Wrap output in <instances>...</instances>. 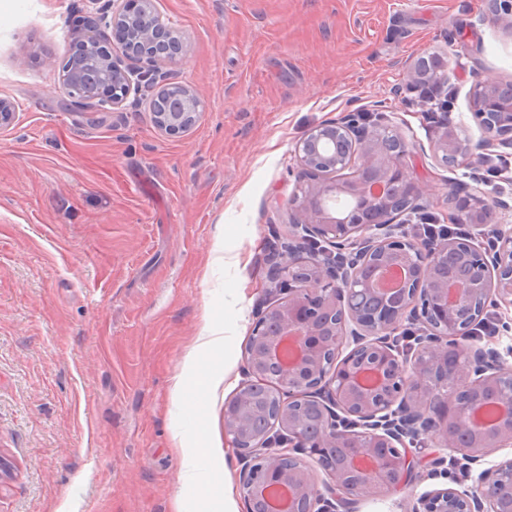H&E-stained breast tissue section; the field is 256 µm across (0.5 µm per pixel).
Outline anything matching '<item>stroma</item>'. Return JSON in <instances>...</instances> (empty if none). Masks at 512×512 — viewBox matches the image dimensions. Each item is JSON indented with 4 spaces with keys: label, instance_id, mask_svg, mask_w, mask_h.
I'll return each mask as SVG.
<instances>
[{
    "label": "stroma",
    "instance_id": "1",
    "mask_svg": "<svg viewBox=\"0 0 512 512\" xmlns=\"http://www.w3.org/2000/svg\"><path fill=\"white\" fill-rule=\"evenodd\" d=\"M110 0H0V512H215L239 488L241 463L224 434V402L245 382L256 314L281 299L263 258L288 222L296 144L320 124L379 116L416 148L413 177L427 207L454 211L450 191L512 204L470 170L442 168L440 130L411 91L419 58L441 56L451 112L472 141L485 134L469 93L481 77L512 82V29L485 0H154L187 50L167 81L195 85L194 127L170 136L147 105L82 106L46 59L65 63L83 20ZM223 246L238 264L211 265ZM224 347L199 358L227 377L177 399L173 386L204 312ZM207 430L227 470L188 491L174 430ZM417 487L359 512H412Z\"/></svg>",
    "mask_w": 512,
    "mask_h": 512
}]
</instances>
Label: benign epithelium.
Returning a JSON list of instances; mask_svg holds the SVG:
<instances>
[{
    "label": "benign epithelium",
    "instance_id": "benign-epithelium-1",
    "mask_svg": "<svg viewBox=\"0 0 512 512\" xmlns=\"http://www.w3.org/2000/svg\"><path fill=\"white\" fill-rule=\"evenodd\" d=\"M488 17L512 27V0H486ZM112 29L119 52L97 33ZM78 55L100 59L96 83L84 88L82 71L62 68L58 80L79 104L119 110L130 96L153 92L150 106L168 135L189 131L203 100L189 84L158 82L162 67L186 51L183 33L155 13L153 0H112V14L88 21ZM138 80H133V77ZM478 125L488 134L474 145L446 121L431 145L443 166L489 163L494 145L512 146V83L479 79L470 92ZM412 143L381 125L359 128L330 122L309 131L294 150L299 165L289 199L288 256L280 273L288 296L261 311L245 348L248 380L224 402V432L238 457L240 490L256 512H333L363 497H387L412 485L421 459L407 442L420 429L439 450L481 469L469 486L435 488L413 512H512V457L485 463L512 449V364L492 340L475 338L490 310H512V225L490 224V208L472 194L457 199L473 233L418 242L401 220L407 205L428 198L406 157ZM350 170L342 180L335 174ZM494 248L483 251L479 237ZM324 242L357 256L334 265ZM405 272L393 295L371 288L370 274ZM415 329L407 351L397 333ZM323 478H318V474Z\"/></svg>",
    "mask_w": 512,
    "mask_h": 512
}]
</instances>
